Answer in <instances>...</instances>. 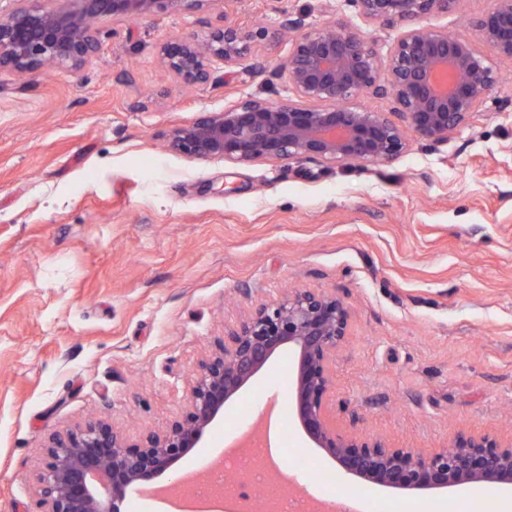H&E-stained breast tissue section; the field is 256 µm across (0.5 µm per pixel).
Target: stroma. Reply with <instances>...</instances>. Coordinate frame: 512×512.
Masks as SVG:
<instances>
[{"label":"stroma","instance_id":"1","mask_svg":"<svg viewBox=\"0 0 512 512\" xmlns=\"http://www.w3.org/2000/svg\"><path fill=\"white\" fill-rule=\"evenodd\" d=\"M495 0H457L426 23L469 39ZM231 11L281 37L224 83L187 86L159 47L204 35ZM358 29L386 56L395 31L350 0H210L126 24L104 20L83 67L0 71V512H32L46 434L92 417L131 437L184 408L214 337L289 287L350 309L331 364L333 423L431 451L460 432L512 434V62L482 45L496 84L447 143L411 139L384 163L292 158L248 164L166 151L171 132L218 110L293 91L281 68L300 31ZM280 355L179 464L201 472L286 403ZM287 485L343 492L393 512H501L512 490L382 489L271 421Z\"/></svg>","mask_w":512,"mask_h":512}]
</instances>
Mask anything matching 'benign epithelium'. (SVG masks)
I'll return each instance as SVG.
<instances>
[{
	"label": "benign epithelium",
	"mask_w": 512,
	"mask_h": 512,
	"mask_svg": "<svg viewBox=\"0 0 512 512\" xmlns=\"http://www.w3.org/2000/svg\"><path fill=\"white\" fill-rule=\"evenodd\" d=\"M0 14V69L81 66L97 53V24L125 22L159 10L198 8L206 0H15ZM360 15L383 27L405 22L381 61L362 35L328 24L302 34L284 64L296 99L253 98L206 112L172 132L168 148L196 160L250 163L296 157L341 162L392 159L408 145L404 128L382 112L351 106L360 95H389L415 136L440 144L478 111L494 75L474 43L422 24L457 0H353ZM498 56L512 60V0H496L474 21ZM275 33L224 19L202 37H175L160 61L187 85L216 84L214 63L240 64L251 45ZM350 313L336 295L291 288L261 301L214 340L199 361L182 414L161 432L131 439L105 420L50 434L37 474L35 512H127L130 493L176 471L201 447L224 408L276 356L292 355L288 405L305 436L349 474L381 487L430 490L469 484L512 487V438L458 434L424 453L396 448L330 420V363L347 336Z\"/></svg>",
	"instance_id": "7a95c632"
}]
</instances>
